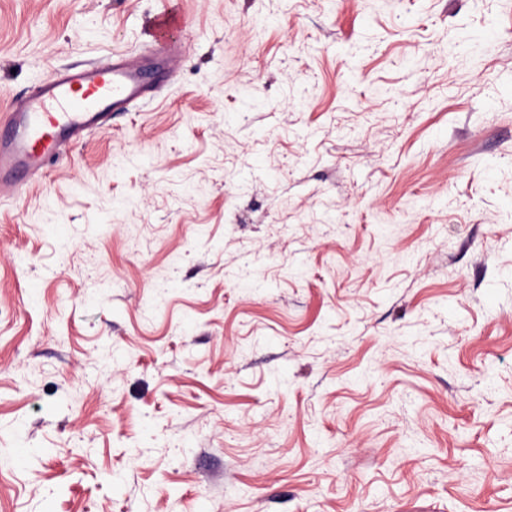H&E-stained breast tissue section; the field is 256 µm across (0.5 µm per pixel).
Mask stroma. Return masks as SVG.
Segmentation results:
<instances>
[{
	"label": "stroma",
	"mask_w": 512,
	"mask_h": 512,
	"mask_svg": "<svg viewBox=\"0 0 512 512\" xmlns=\"http://www.w3.org/2000/svg\"><path fill=\"white\" fill-rule=\"evenodd\" d=\"M165 0H0V113ZM0 195V512H512V0H178ZM181 23L179 7L171 4L150 19L144 41L151 67L140 57L112 54L58 69L31 95L14 102L7 112V135L0 138V194L24 193L29 183L22 176H46L60 153L106 132L112 112L153 96L161 84L156 78L171 74L170 58L181 53Z\"/></svg>",
	"instance_id": "35a3bbf8"
}]
</instances>
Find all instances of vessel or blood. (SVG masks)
<instances>
[{"label": "vessel or blood", "instance_id": "b4317fda", "mask_svg": "<svg viewBox=\"0 0 512 512\" xmlns=\"http://www.w3.org/2000/svg\"><path fill=\"white\" fill-rule=\"evenodd\" d=\"M179 7L155 14L144 32L147 58L115 54L62 68L7 114L0 138V194L19 195L28 178L46 176L57 156L87 137L106 132L111 113L153 96L158 77L171 74L170 60L181 52Z\"/></svg>", "mask_w": 512, "mask_h": 512}]
</instances>
